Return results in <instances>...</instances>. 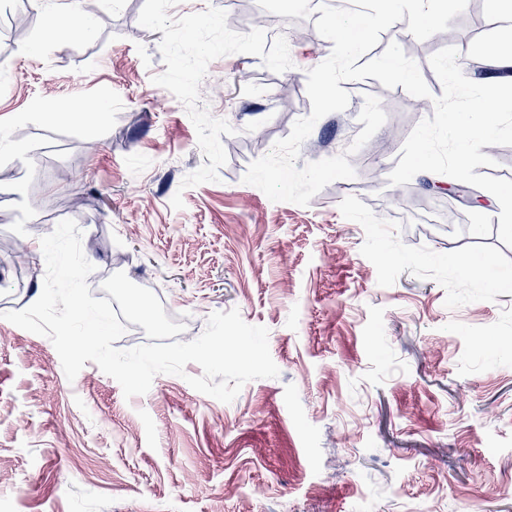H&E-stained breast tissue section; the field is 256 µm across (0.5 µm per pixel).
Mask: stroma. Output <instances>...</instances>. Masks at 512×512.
<instances>
[{
    "label": "stroma",
    "instance_id": "35a3bbf8",
    "mask_svg": "<svg viewBox=\"0 0 512 512\" xmlns=\"http://www.w3.org/2000/svg\"><path fill=\"white\" fill-rule=\"evenodd\" d=\"M257 0H81L94 24L61 38L31 0H0V512H512V247L499 203L430 196L458 180L388 177L425 117L403 87L343 82L297 167L348 153L356 176L308 205L244 183L249 164L311 112L307 73L331 53L267 37ZM466 77L501 72L512 31L486 0L450 21ZM398 43L432 94L435 38ZM248 80H240V73ZM392 104L361 148L365 95ZM103 112H86V105ZM47 201L29 205L31 193ZM82 231L96 298L122 293L116 346L188 342L215 311L266 327L275 378L230 403L187 376L125 398L93 362L67 379L47 337L3 320L41 294L40 244ZM482 269L467 276L462 263Z\"/></svg>",
    "mask_w": 512,
    "mask_h": 512
}]
</instances>
